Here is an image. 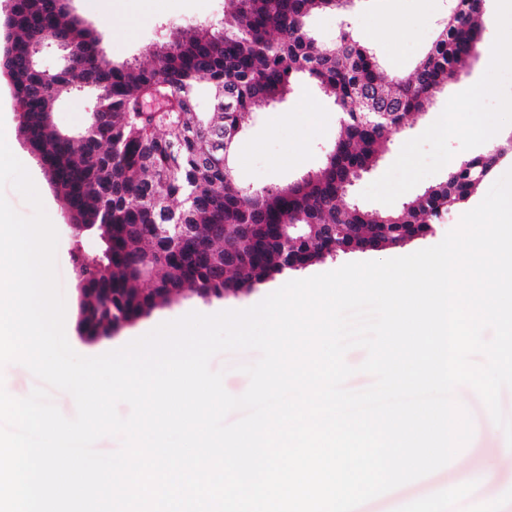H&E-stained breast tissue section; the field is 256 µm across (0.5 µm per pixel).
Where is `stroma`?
I'll return each instance as SVG.
<instances>
[{
  "instance_id": "obj_1",
  "label": "stroma",
  "mask_w": 512,
  "mask_h": 512,
  "mask_svg": "<svg viewBox=\"0 0 512 512\" xmlns=\"http://www.w3.org/2000/svg\"><path fill=\"white\" fill-rule=\"evenodd\" d=\"M225 0H71V8L94 27L107 58L122 63H149L148 50L172 39L180 31L224 16ZM450 8L449 0H360L354 14L319 13L309 20L316 39L334 42L342 24L366 34V42L388 69L408 72L432 43ZM512 72V34L488 27L486 40L477 56L467 61L461 77L448 93L439 97L429 111L409 118L405 127L392 135V146L384 160L354 187L351 197L368 210H387L442 180L451 161L485 153L512 135V86L495 82L498 74ZM340 125L331 105L316 87L299 82L288 101L278 109L256 113L238 140L235 178L246 185L283 186L320 168L333 147ZM8 145L21 158L39 188L44 209L58 232L56 271L66 303L65 333L76 353L95 357L125 346L161 323L190 312L216 314L252 307L278 290L271 283L241 299L215 300L204 304L188 298L181 304L158 309L114 338L98 343L81 340L73 314L77 290L73 275L72 244L65 232V204L50 187L39 163L24 147L18 133H11ZM462 216L452 212L433 235L389 247L375 253L355 252L328 259L299 271V278L338 269L349 262L386 260L412 254L440 243ZM253 350L224 352L210 362L212 370L223 372L224 387L233 395L243 394L249 378L239 367L257 361ZM458 401L469 411L474 435L460 452L464 467L441 469L371 500L367 512H403L409 501L437 497L441 488L462 491L467 486L494 488L512 498V467L503 466V446L489 430L490 414L475 392L461 386Z\"/></svg>"
}]
</instances>
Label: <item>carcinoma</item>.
<instances>
[{"label":"carcinoma","instance_id":"1","mask_svg":"<svg viewBox=\"0 0 512 512\" xmlns=\"http://www.w3.org/2000/svg\"><path fill=\"white\" fill-rule=\"evenodd\" d=\"M485 2L455 0L431 46L399 76L349 25L332 43L312 36L311 14L343 13L340 0H226L220 22L154 45L147 65L112 63L97 31L64 0H10L0 73L13 87L19 134L65 201L71 234L100 243L92 256L73 253L81 335L112 336L190 296L239 299L328 258L432 234L512 156V145L452 165L443 180L393 209L366 210L347 197L389 150L390 131L427 111L476 55ZM61 44L63 67L47 72L36 64L39 51ZM201 78L207 112L197 110ZM300 78L342 115L323 166L285 187L238 183L236 141L254 113L285 102ZM72 88L97 102L76 134L53 118ZM152 96L171 101L159 116L140 111ZM290 224L303 225L302 238L288 239ZM186 235L196 242L190 251L179 249ZM147 258L148 288L139 271Z\"/></svg>","mask_w":512,"mask_h":512}]
</instances>
